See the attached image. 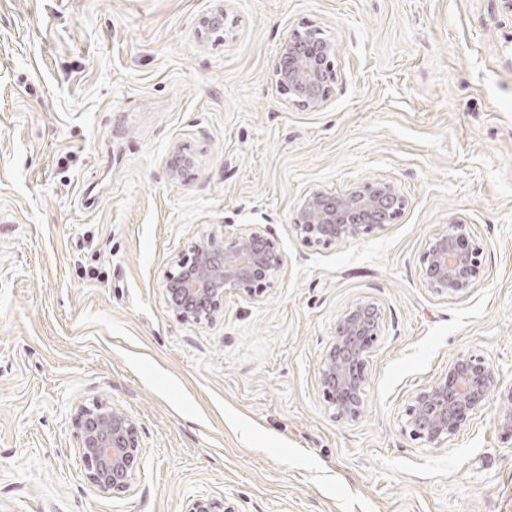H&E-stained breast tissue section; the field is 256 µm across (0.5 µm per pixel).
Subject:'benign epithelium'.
I'll list each match as a JSON object with an SVG mask.
<instances>
[{
    "mask_svg": "<svg viewBox=\"0 0 512 512\" xmlns=\"http://www.w3.org/2000/svg\"><path fill=\"white\" fill-rule=\"evenodd\" d=\"M335 47L318 37V30H294L280 46L273 70L275 84L292 104L322 110L331 97L337 74ZM170 179L183 180L194 158L178 146L165 159ZM405 198L391 182L352 184L339 193L313 189L294 214L295 230L313 245L356 238L391 223ZM482 249L468 241L467 225L456 220L448 231L430 241L422 255L424 282L436 294L465 295L483 273ZM284 266V259L258 227H247L222 245L212 240L194 243L187 254L164 271V296L169 311L183 322L212 321L224 296L239 292L252 300L265 296ZM383 329L379 306L357 301L340 314L319 370L325 402L341 419L354 420L361 411L366 362ZM499 389L493 366L481 358L460 355L447 371L418 391L405 410L402 430L432 448H440L486 407ZM504 435L512 439V390L503 396L497 414ZM74 440L89 482L103 494L126 492L140 460L135 422L112 408L106 399L79 404L73 414ZM185 512H230L224 500L198 496Z\"/></svg>",
    "mask_w": 512,
    "mask_h": 512,
    "instance_id": "1",
    "label": "benign epithelium"
}]
</instances>
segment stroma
I'll use <instances>...</instances> for the list:
<instances>
[{
    "label": "stroma",
    "instance_id": "stroma-1",
    "mask_svg": "<svg viewBox=\"0 0 512 512\" xmlns=\"http://www.w3.org/2000/svg\"><path fill=\"white\" fill-rule=\"evenodd\" d=\"M224 8L223 31L200 35ZM336 47L327 106L272 73L292 29ZM196 163L169 178L164 159ZM388 180L391 224L329 246L293 226L314 188ZM483 249L466 296L425 287L452 219ZM256 224L284 257L258 301L175 319L162 271ZM382 333L363 408L336 419L319 367L341 312ZM500 389L447 445L401 416L453 358ZM512 5L507 0H0V512H512ZM111 401L141 463L112 496L87 479L77 404ZM184 150L177 146L165 159L164 165L171 180H184L194 166V158Z\"/></svg>",
    "mask_w": 512,
    "mask_h": 512
}]
</instances>
